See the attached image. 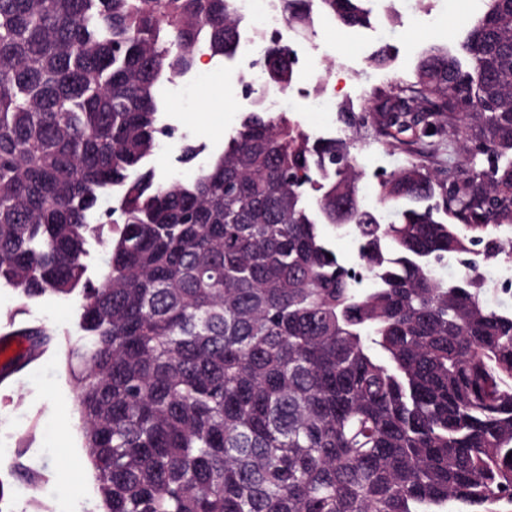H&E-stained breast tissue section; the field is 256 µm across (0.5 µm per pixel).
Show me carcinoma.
Segmentation results:
<instances>
[{
  "label": "carcinoma",
  "mask_w": 512,
  "mask_h": 512,
  "mask_svg": "<svg viewBox=\"0 0 512 512\" xmlns=\"http://www.w3.org/2000/svg\"><path fill=\"white\" fill-rule=\"evenodd\" d=\"M482 2L463 56L431 46L343 116L448 149L446 167L410 154L370 207L350 144L260 96L193 182L148 166L164 84L201 52L234 58L235 0H0V284L81 296L69 366L102 512H512V313L467 259L512 253L494 236L512 224V0ZM281 4L311 34L317 13H374ZM261 63L293 84L284 45ZM323 225L355 234L359 267ZM92 239L111 250L97 282Z\"/></svg>",
  "instance_id": "obj_1"
}]
</instances>
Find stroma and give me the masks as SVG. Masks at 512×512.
Returning a JSON list of instances; mask_svg holds the SVG:
<instances>
[{
  "mask_svg": "<svg viewBox=\"0 0 512 512\" xmlns=\"http://www.w3.org/2000/svg\"><path fill=\"white\" fill-rule=\"evenodd\" d=\"M480 0H399L388 12L376 11V25L386 30L393 58L387 68L372 65L378 42L370 28L337 30L325 20L315 24L322 53L313 56L309 70L298 73L288 105L301 128L313 135L353 137L338 111L361 113L369 108L368 95L376 86L410 79L416 59L428 45L447 42L460 34L464 17L480 12ZM209 77L193 76L165 84L162 95L166 119L176 125L202 151L195 162L180 164L153 155L151 164L160 178L191 181L199 167L222 151L224 137L239 123L244 106L224 77V62L211 59ZM329 83L336 88L337 109L316 110L303 92ZM364 169L362 194L369 205L377 203L378 176L399 170L406 154L367 137L355 149ZM76 299L46 296L27 301L18 292L0 287V326L42 325L54 332L49 349L9 388H0V441L12 448L8 462L0 464V504L11 512H98L95 472L83 448L74 388L67 367V349L78 336Z\"/></svg>",
  "mask_w": 512,
  "mask_h": 512,
  "instance_id": "stroma-1",
  "label": "stroma"
}]
</instances>
